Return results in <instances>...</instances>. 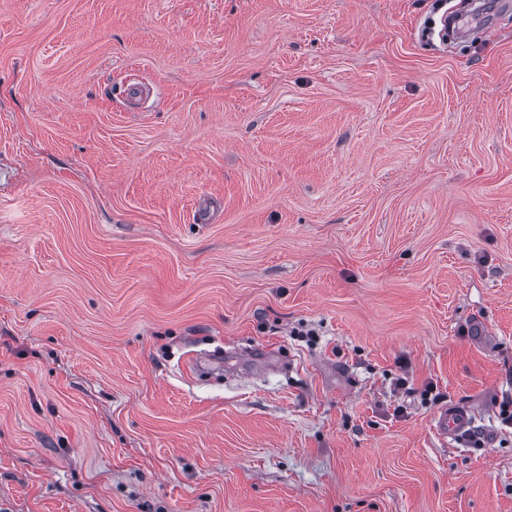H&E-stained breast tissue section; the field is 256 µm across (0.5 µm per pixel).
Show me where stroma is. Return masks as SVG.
<instances>
[{
  "label": "stroma",
  "instance_id": "obj_1",
  "mask_svg": "<svg viewBox=\"0 0 512 512\" xmlns=\"http://www.w3.org/2000/svg\"><path fill=\"white\" fill-rule=\"evenodd\" d=\"M452 2L0 0V512H512V11ZM473 427L469 410L457 405L442 407L434 416L433 429L447 443V439L462 443L471 436Z\"/></svg>",
  "mask_w": 512,
  "mask_h": 512
}]
</instances>
